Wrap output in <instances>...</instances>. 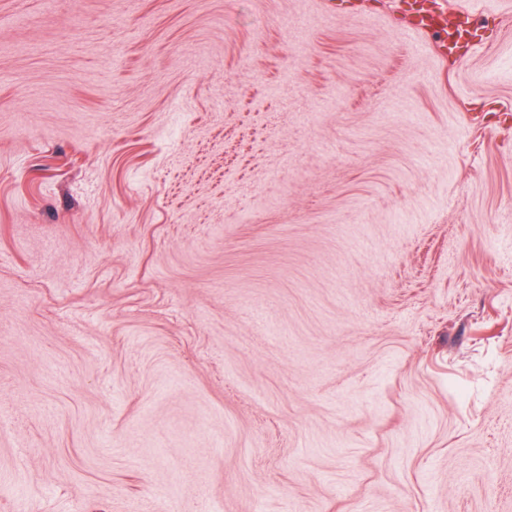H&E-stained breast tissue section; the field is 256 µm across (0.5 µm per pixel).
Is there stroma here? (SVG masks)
<instances>
[{"label": "stroma", "mask_w": 512, "mask_h": 512, "mask_svg": "<svg viewBox=\"0 0 512 512\" xmlns=\"http://www.w3.org/2000/svg\"><path fill=\"white\" fill-rule=\"evenodd\" d=\"M0 412V512H512V0H0Z\"/></svg>", "instance_id": "35a3bbf8"}]
</instances>
